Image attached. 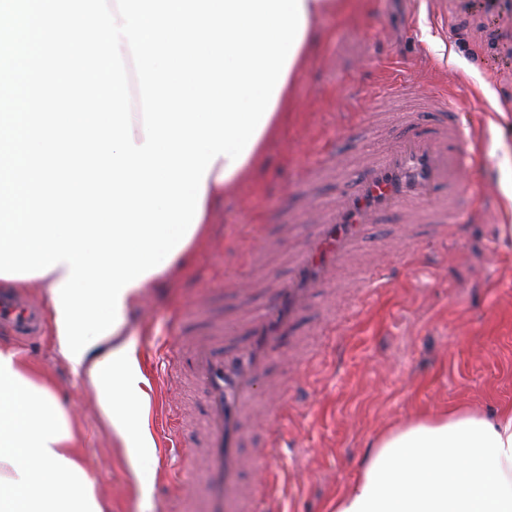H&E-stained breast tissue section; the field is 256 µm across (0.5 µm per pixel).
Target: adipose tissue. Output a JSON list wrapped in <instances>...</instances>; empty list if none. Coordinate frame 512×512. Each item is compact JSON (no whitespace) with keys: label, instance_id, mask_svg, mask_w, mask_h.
<instances>
[{"label":"adipose tissue","instance_id":"ef3b65f1","mask_svg":"<svg viewBox=\"0 0 512 512\" xmlns=\"http://www.w3.org/2000/svg\"><path fill=\"white\" fill-rule=\"evenodd\" d=\"M305 27L275 106L242 164L221 156L208 171L202 211L190 238L209 234L215 202L264 169L266 146L293 112L298 78L322 34L327 13H348L353 0H302ZM118 325L101 359L82 355L89 381L115 436L141 460L152 443L137 409L146 379ZM0 512H103L95 478L83 462L65 408L48 381L20 353L0 346ZM330 512H512V405L488 417L454 407L423 415L377 436L354 481Z\"/></svg>","mask_w":512,"mask_h":512}]
</instances>
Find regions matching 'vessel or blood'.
<instances>
[{
    "label": "vessel or blood",
    "mask_w": 512,
    "mask_h": 512,
    "mask_svg": "<svg viewBox=\"0 0 512 512\" xmlns=\"http://www.w3.org/2000/svg\"><path fill=\"white\" fill-rule=\"evenodd\" d=\"M422 102L434 114L433 123L420 122L415 112L402 115L389 128V148L359 162L356 179L332 209H310L313 232L293 261L287 282L248 322L245 338L225 345V329L219 325L183 349L187 374L207 395L206 466L200 480L182 486L185 501H200L199 512H256L257 500L270 491L262 470L279 435L270 432L261 455L245 460L240 451L244 416L262 397L260 387L281 350L282 337L295 329L313 293L334 280L367 229L388 217L410 227L460 225L474 212L482 191L465 173L476 135L447 90H426ZM47 322V313L32 302L0 300V326L15 336L40 335ZM247 468L258 474L248 486L241 480Z\"/></svg>",
    "instance_id": "obj_1"
}]
</instances>
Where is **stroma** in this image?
Returning a JSON list of instances; mask_svg holds the SVG:
<instances>
[{"instance_id":"35a3bbf8","label":"stroma","mask_w":512,"mask_h":512,"mask_svg":"<svg viewBox=\"0 0 512 512\" xmlns=\"http://www.w3.org/2000/svg\"><path fill=\"white\" fill-rule=\"evenodd\" d=\"M491 13L473 0H363L321 19L331 30L298 78L300 112L269 143L256 181L219 201L208 239L184 266L162 273L128 312V340L149 377L151 437L161 416L186 417L182 439L202 450L205 397L197 386L157 372V362L212 323L243 325L288 279L312 226L309 197L335 202L356 165L324 169L326 151L356 158L386 148L374 116L395 122L398 80L450 89L458 111L487 141L471 174L487 186L482 216L441 239L395 220L373 225L355 251L347 280L312 298L297 335L269 374L281 381L275 427L283 443L270 461L273 490L258 512H329L355 476L368 444L418 414L463 406L493 415L512 405V0ZM380 258V287L365 262ZM20 352L49 381L97 481L106 512H171L202 459L158 451L133 468L87 384L56 351L50 334L0 345Z\"/></svg>"}]
</instances>
